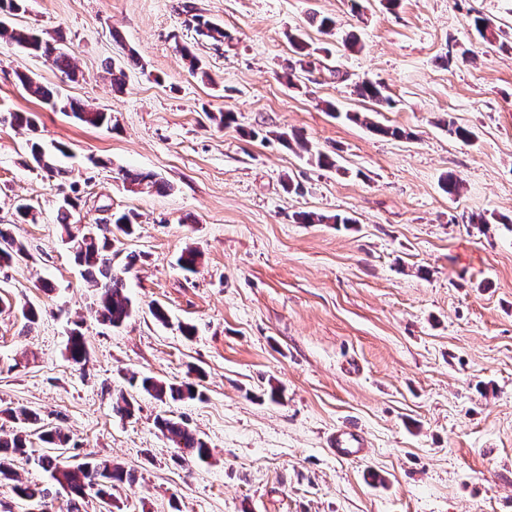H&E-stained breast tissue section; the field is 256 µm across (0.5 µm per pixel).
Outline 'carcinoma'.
<instances>
[{
	"mask_svg": "<svg viewBox=\"0 0 512 512\" xmlns=\"http://www.w3.org/2000/svg\"><path fill=\"white\" fill-rule=\"evenodd\" d=\"M25 2L26 0H0V38L14 42L29 54L36 52L51 60L60 71L71 76L75 75L71 64L72 52L64 45L62 35L59 34L48 39L31 29L10 24V19L24 10ZM196 30L200 35L216 42H222L228 38V34L223 28L208 21H197ZM16 78L43 103L52 108L59 107L62 114L81 124L95 128L112 126V113L88 108L73 98L63 96L55 88L37 84L26 73L18 72ZM356 92L359 97L377 104H392V98L385 94L384 86L378 82L363 81L356 85ZM9 122L10 125L33 134L30 142V156L36 167L52 177L61 174V170L54 164L53 156L46 152L35 137L38 131L36 114L12 112L9 114ZM122 180L133 191L146 190L161 193L166 189V184L152 173L125 170L122 173ZM75 210L74 202L61 203L58 208V223L64 226L75 263L84 268L87 277L99 289L98 313L101 321L111 327H119L131 317L133 312L132 301L126 294L124 278L112 263L109 240L101 241L91 233H73L71 224L75 223ZM137 219V214L132 211L120 215L114 214L112 215V226L122 234L130 236L134 233ZM299 219L304 224L352 223V220L338 215L327 217L313 212H304L299 215ZM26 255V246L16 240L8 231L0 229V263H9ZM67 351L74 363L80 364L86 361L87 349L82 334L76 333L70 337ZM129 384L132 387H139L161 402L166 400L182 401L197 397V393L193 392L195 385L186 381L180 384H166L149 376L139 379L133 374L129 378ZM7 413L15 423L19 424V429L8 438L0 437V483L3 481L14 482L11 487L13 493L20 499L30 502L32 507L41 512L46 506L50 489L36 484L32 486L15 481L13 469V462L16 459H29L27 426L39 423L40 418L25 407L9 409ZM155 426L177 450L180 460L196 462L206 461L210 458V448L207 442L183 419L166 414L158 415L155 418ZM39 438L50 445L53 450L66 447L69 441V437L58 427L40 430ZM37 465L48 474L52 484L69 491L71 494L69 512H79L78 501L85 499L91 493L97 498L100 497L98 478L101 476L110 478L112 484L126 483L131 486L136 481L135 475L105 458L85 462L75 468L64 469L59 456L53 453L38 457Z\"/></svg>",
	"mask_w": 512,
	"mask_h": 512,
	"instance_id": "1",
	"label": "carcinoma"
}]
</instances>
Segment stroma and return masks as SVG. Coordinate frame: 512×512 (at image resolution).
Listing matches in <instances>:
<instances>
[{
  "mask_svg": "<svg viewBox=\"0 0 512 512\" xmlns=\"http://www.w3.org/2000/svg\"><path fill=\"white\" fill-rule=\"evenodd\" d=\"M200 18L230 41L199 36ZM13 23L62 34L77 78L0 38V116L38 113L45 148L67 147L50 176L28 132L0 123V227L27 248L0 266L1 435L15 428L7 409L26 406L69 433L71 461L111 456L136 476L113 489L112 512H512V0H31ZM348 31L361 51L345 49ZM20 72L111 112L112 128L52 111ZM368 79L393 106L358 99ZM222 112L231 126L213 122ZM447 120L473 140L450 137ZM125 170L169 189L130 191ZM66 197L101 237L112 213L138 215L112 244L115 266L139 257L121 327L101 323L99 290L68 249ZM20 202L35 222H17ZM302 211L345 221L301 224ZM189 247L202 253L194 274L177 264ZM75 329L83 365L67 354ZM133 373L196 382L200 396L131 391L135 413L120 417L112 403ZM160 414L186 421L211 459L179 462ZM343 422L364 432V457L331 452Z\"/></svg>",
  "mask_w": 512,
  "mask_h": 512,
  "instance_id": "obj_1",
  "label": "stroma"
}]
</instances>
